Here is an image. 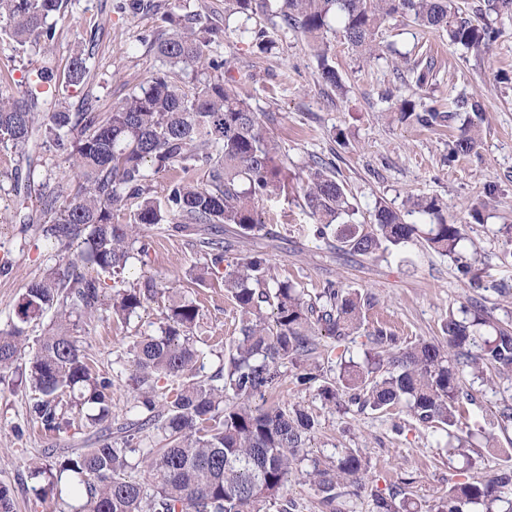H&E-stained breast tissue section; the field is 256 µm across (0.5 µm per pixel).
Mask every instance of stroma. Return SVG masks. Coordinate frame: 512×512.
<instances>
[{
	"mask_svg": "<svg viewBox=\"0 0 512 512\" xmlns=\"http://www.w3.org/2000/svg\"><path fill=\"white\" fill-rule=\"evenodd\" d=\"M179 0H150L149 7L132 9L131 0H64L50 51L15 52L0 42V78L9 77L15 92L26 89L28 77L49 68L59 94L71 108L86 95L97 97L101 110H110L131 88L145 81L159 61L142 37L161 29L162 18L176 10ZM267 53L236 35L212 44L210 56L234 58L248 79L242 91L256 112L271 116L266 130L279 145L286 171L301 174L312 159L334 162L336 177L358 207L357 218L369 222L379 200L401 205L407 195L438 199L449 222L466 227L465 255L477 257L485 285L472 287L454 262L428 247L423 234L430 219L412 214L408 223L420 232L406 246L373 259L348 252L333 235L318 236L317 225L300 206L297 194L260 203L264 231L228 240L227 258L254 252L264 254L270 273L292 280L315 294L327 283L355 289L371 297L368 326H382L401 340L441 337L449 310L487 311L492 323L482 327L512 328V263L504 261L501 227L512 225V23L505 34L481 51L449 44L447 37L423 34L413 24L390 21L378 36L384 45L409 53L414 60H431L425 85L416 72L390 54L363 62L340 38L330 41V54L346 91L325 86L308 40L293 30H276ZM88 55L91 77L71 86L65 73L72 57ZM476 96L485 111L480 147L447 162L448 142L457 128H426L415 121H398L404 100L432 99L450 106L454 97ZM32 172L35 186L68 182L63 156L39 148L19 159L0 146V329L8 328L14 304L27 285L58 265L59 257L45 241V218L27 208L29 223L9 219L13 204L11 176ZM145 235L150 249L144 268H132L130 278L145 273L160 286L177 289L196 300L200 319L196 336L207 340L204 375H211L227 354L229 340L238 331V316L224 290V271L216 269L204 283L192 281L190 269L206 259L187 236H170L157 228ZM166 301L159 294L145 303L128 322L109 319L92 322L80 333L92 367L112 382V423L135 418L129 349L141 336L156 333ZM281 382L267 400L298 405L312 412L317 429L307 447L311 457L324 458L336 449L351 448L369 464L364 489L346 495L343 512H373V496L396 493L429 508L452 485L486 479L512 470V425H504L499 411L512 404V378L487 387L463 378L462 387L473 397L464 421L472 433L469 457L456 455L444 431L426 427L407 413L360 409L350 404L333 409L320 400L315 387L298 384L291 366L281 368ZM30 393L23 387L0 383V482L18 484L15 512H62L52 494L39 492L28 475L30 460L48 448H89L96 428L75 422L65 433L48 432L29 415Z\"/></svg>",
	"mask_w": 512,
	"mask_h": 512,
	"instance_id": "stroma-1",
	"label": "stroma"
}]
</instances>
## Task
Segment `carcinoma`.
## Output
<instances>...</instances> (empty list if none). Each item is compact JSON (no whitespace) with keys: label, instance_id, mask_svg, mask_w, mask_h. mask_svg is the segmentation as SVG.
I'll return each mask as SVG.
<instances>
[{"label":"carcinoma","instance_id":"obj_1","mask_svg":"<svg viewBox=\"0 0 512 512\" xmlns=\"http://www.w3.org/2000/svg\"><path fill=\"white\" fill-rule=\"evenodd\" d=\"M224 24L200 14H170L168 28L150 43L162 61L143 83L108 112L93 103L73 112L48 84V70L37 72L27 99L0 84V144L20 154L37 138L44 148L66 156L76 192L67 185H42L36 200L47 218L43 235L63 252L77 246V258L66 259L19 295L14 319L0 329V374L19 373L34 392L30 415L47 431L65 432L71 418L63 396L87 410L86 419L103 433L96 446L75 453L49 448L54 464L29 466L31 478L54 486L66 479L78 505L70 512H289L288 483L303 476L315 487L324 512H339L347 489L358 491L368 464L352 448H341L326 461L307 459L306 442L315 419L301 406L267 403L266 395L280 379V366L297 370L302 385L319 382L317 395L340 407V392L351 394L360 408L406 411L420 424L439 428L457 441L454 451L466 455L461 419L465 409L461 377L468 367L483 379L484 368L512 375V331L495 329L479 335L487 320L458 318L448 312L443 338L401 345L383 327L361 333L371 299L330 282L309 298L290 280L268 278L267 259L248 254L227 263L224 289L239 316L238 335L228 359L214 374H200L204 351L193 329L197 302L165 288L167 306L160 334L143 336L132 349L130 385L137 418L111 428L112 383L94 373L87 362L78 328L108 312L125 321L158 293L126 287L130 259L147 254L141 229L166 226L181 236L197 235L212 255L224 262V228L239 237L260 231L258 203L288 192V175L279 163V147L268 136L261 115L237 91L226 74L232 60L207 57L211 44L232 32L259 52L273 40L265 22L301 32L312 44L324 84L344 85L332 65L325 35L338 34L367 61L380 50L377 35L389 20L401 18L429 32L447 35L466 49L487 47L501 38L504 26L476 23L452 0H230ZM63 0H0V39L17 52L29 47L50 49L55 27L49 20ZM480 15L512 21V0H482ZM90 77L87 58H72L66 82L80 85ZM45 113L35 111L37 105ZM454 110L435 101L400 104L401 119L424 127L452 123L465 113L459 133L448 143V162L475 151L481 142L483 108L467 97L453 100ZM177 168L182 173L162 192L155 177ZM205 169L206 183L193 179ZM300 191L303 205L324 236L331 230L349 251L367 257L405 246L418 227L404 215L419 213L432 221L430 248L446 255L470 282L480 273L462 252L464 225L450 224L435 198L409 196L396 208L375 205L372 225L353 221L356 207L335 166L323 159L305 166ZM55 320L38 347L26 354L27 327L49 311ZM364 335L372 348L360 362L349 359L333 377L320 373L314 361L319 336L338 343ZM170 379L164 396L157 384ZM158 439L140 447L134 440ZM142 469L140 478L128 472ZM16 489L0 482V512H14ZM512 512V471L490 479L455 484L430 512ZM375 512H410L406 499L374 495Z\"/></svg>","mask_w":512,"mask_h":512}]
</instances>
